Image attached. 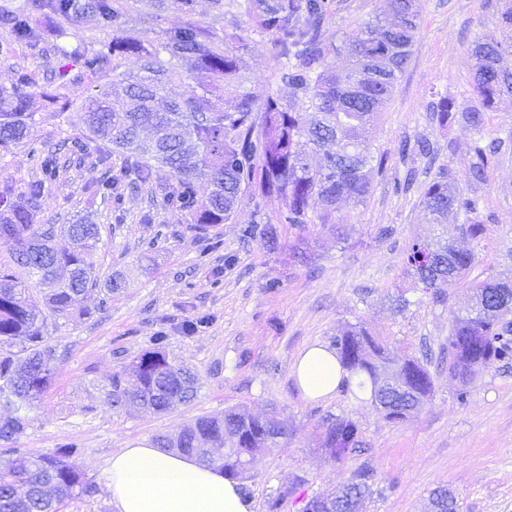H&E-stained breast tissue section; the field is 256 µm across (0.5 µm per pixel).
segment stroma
<instances>
[{
    "mask_svg": "<svg viewBox=\"0 0 512 512\" xmlns=\"http://www.w3.org/2000/svg\"><path fill=\"white\" fill-rule=\"evenodd\" d=\"M334 5L328 33L339 38L384 10L386 0ZM510 5L416 0L420 28L412 56L384 112L364 133L385 164L367 201L347 208L343 226L322 223L315 202L306 223L289 224L281 202L248 195L232 220L204 233L185 214L163 209L144 224L148 199L139 192L127 194L119 224L106 205L90 204L89 169L70 170L51 186L38 223L99 225V276L119 273L126 280L107 306L99 304L100 291L91 292L94 316L72 318L53 332L52 385L12 442L29 456L70 448L69 463L96 491L63 512H113L105 467L114 451L175 435L194 419L220 417L230 407L288 424L281 447L256 452L240 482L251 512H267L277 495L280 512H303L310 498L363 469L374 474V493L362 512H431L429 493L439 486L458 494L461 512H512V361L496 363L465 386L449 378L441 358L455 316L470 306L469 288L443 282L424 288L407 263L413 245L441 237L474 253L469 281H512V96L488 112L480 133L460 121L440 128L430 112L442 96L461 106L474 102L471 45L479 37H501L500 13ZM136 14L141 21L131 32L148 40L187 19L180 0H167L159 15L154 0H138ZM224 25L246 44L241 66L248 87L288 95L276 77L272 37L235 11ZM38 29L46 44L64 37L88 53L112 40L111 30L84 23L62 29L42 19ZM62 63L0 28V85L11 86L22 68L34 78L26 94L39 96L42 77ZM73 132L58 113H39L25 145L7 152L0 178H35L32 149ZM419 138L432 143L436 160L400 155L402 141ZM479 139L497 141L500 149L485 182L474 185L467 173ZM434 163L447 166L464 196L481 198V238L463 235L459 215L429 223L421 199ZM270 227L278 236L274 250L265 245ZM356 323L392 354L418 358L433 377L432 395L403 421H387L358 385L322 400L306 398L296 385L294 366L304 351L330 345ZM159 336L172 364L196 371V397L162 414L112 406L105 394L112 378ZM336 419L355 423L364 443L338 461L319 441L323 424Z\"/></svg>",
    "mask_w": 512,
    "mask_h": 512,
    "instance_id": "35a3bbf8",
    "label": "stroma"
}]
</instances>
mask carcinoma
<instances>
[{
	"label": "carcinoma",
	"instance_id": "carcinoma-1",
	"mask_svg": "<svg viewBox=\"0 0 512 512\" xmlns=\"http://www.w3.org/2000/svg\"><path fill=\"white\" fill-rule=\"evenodd\" d=\"M333 0H211L213 15L189 20L163 32L159 48L149 40L127 34L131 6L128 0H24L14 9L0 10V25L14 40L33 48L40 42L35 18L75 24L94 22L112 29V42L88 54L79 46H56L66 60L58 75L46 79L41 105L63 115L69 101L55 94L62 80L71 84L85 79H108L107 88L85 96L76 118L82 137L67 138L47 146L38 156L41 177L18 188L0 182V248L10 261L0 262V402L14 414L0 417V440L12 441L30 425L29 412L48 391L52 375L46 369L55 356L51 332L74 316L91 317L100 311L85 305L87 294L102 288L107 294L125 287L121 274L101 281L94 254L101 243L98 225L38 224L46 184L61 173L85 165L88 144L95 145L90 201L107 203L114 219L123 218L124 200L140 189L165 208L185 212L189 221L206 230L235 215L243 194L275 198L287 209L285 221L304 224L312 198L322 206V221L341 211L344 203L358 206L370 196L373 173L384 159L373 160L361 141L366 125L376 121L390 101L395 85L410 58L419 29L415 0H388L386 13L359 23L340 42L325 30L333 13ZM238 9L254 28L271 35L277 47L278 81L293 90L291 99L272 92L245 89L237 52L241 36L224 29V16ZM504 38L477 39L472 86L476 103L460 108L441 97L432 104L433 116L446 127L462 120L477 132L486 125L487 112L506 94H512V71L501 65L512 51V7L500 17ZM166 53L169 60L160 58ZM344 53L350 67L329 64L332 55ZM134 57L137 71L123 65ZM30 83L21 70L9 88L0 86V153L20 144L36 120L35 101L21 91ZM122 86L125 109H112L110 89ZM223 89L221 102L212 100L213 89ZM497 153L495 141L474 146L476 161L468 178H486L488 158ZM120 155L119 168L112 156ZM206 181L209 192L197 197V183ZM422 205L434 224H444L448 213L464 215L466 235L477 239L485 227L479 219L476 198H463L445 167L427 185ZM62 235L73 244L58 249ZM419 280L429 288L438 281L457 285L466 281L474 254L448 244L435 248L415 245L408 257ZM23 268V279L16 268ZM42 287L43 308L33 304L31 288ZM474 315L458 319L448 335V375L468 384L480 371L512 356V341L503 336L500 317L512 312V285L504 282L470 283ZM164 337L110 383L112 405L135 403L154 413L166 412L196 395V375L171 364ZM342 368L350 376L371 384L377 400V376L392 368L402 381V395L385 408L391 421L407 418L434 388L427 367L414 358H396L387 346L359 326L346 328L332 341ZM288 436V424L252 418L236 408L224 417L200 418L187 424L174 438L158 436L157 448H176L208 462L224 456V473L238 479L243 463L262 448L276 447L269 438ZM321 446L339 459L356 449L358 430L351 421L324 426ZM10 467L0 470V512H61L65 503L93 492V485L67 461L70 450L28 457L18 449ZM371 476L360 471L334 494L337 512H354L371 494ZM434 512H458L455 494L434 490Z\"/></svg>",
	"mask_w": 512,
	"mask_h": 512
}]
</instances>
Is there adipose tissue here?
I'll use <instances>...</instances> for the list:
<instances>
[{
  "instance_id": "1",
  "label": "adipose tissue",
  "mask_w": 512,
  "mask_h": 512,
  "mask_svg": "<svg viewBox=\"0 0 512 512\" xmlns=\"http://www.w3.org/2000/svg\"><path fill=\"white\" fill-rule=\"evenodd\" d=\"M295 374L305 396L316 400L335 393L344 371L335 352L320 345L304 352ZM106 474L117 512H249L220 466L146 443L114 452Z\"/></svg>"
}]
</instances>
